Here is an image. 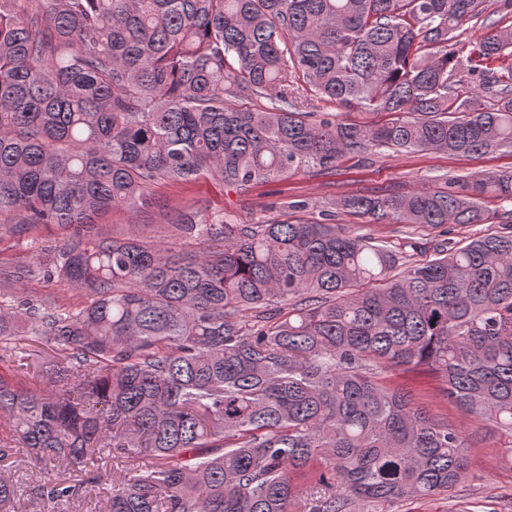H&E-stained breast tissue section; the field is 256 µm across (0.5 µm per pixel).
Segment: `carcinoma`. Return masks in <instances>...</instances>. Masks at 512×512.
Wrapping results in <instances>:
<instances>
[{
  "mask_svg": "<svg viewBox=\"0 0 512 512\" xmlns=\"http://www.w3.org/2000/svg\"><path fill=\"white\" fill-rule=\"evenodd\" d=\"M0 0V413L44 474L41 512H392L468 473L464 431L380 370L423 367L512 469V225L418 245L187 207L105 238L160 181L244 191L348 152L512 150V0ZM487 29L469 44L467 22ZM319 98L378 120L302 110ZM482 91L459 90L465 75ZM254 100L265 106L252 109ZM512 171L338 206L372 224H480ZM66 281L77 297L21 294ZM112 462V471L101 465ZM17 488L0 478V512ZM63 231L57 227H34L17 237L0 241V265L8 267L17 261L30 260L61 245Z\"/></svg>",
  "mask_w": 512,
  "mask_h": 512,
  "instance_id": "carcinoma-1",
  "label": "carcinoma"
}]
</instances>
